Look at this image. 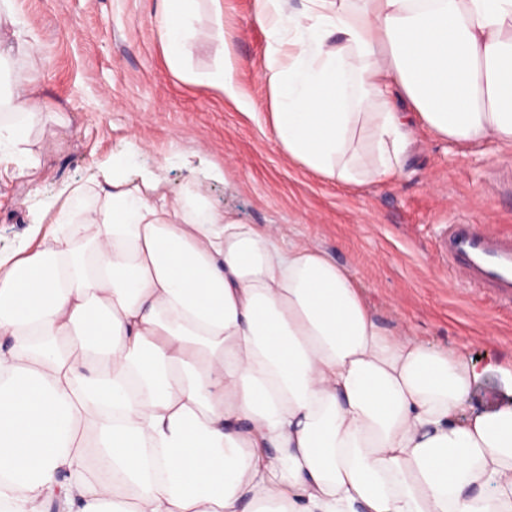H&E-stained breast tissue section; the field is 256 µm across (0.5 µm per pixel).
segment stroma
Here are the masks:
<instances>
[{"label":"stroma","mask_w":512,"mask_h":512,"mask_svg":"<svg viewBox=\"0 0 512 512\" xmlns=\"http://www.w3.org/2000/svg\"><path fill=\"white\" fill-rule=\"evenodd\" d=\"M37 55L6 38L12 73L38 67L45 116L38 167L0 176V249L27 245L37 216L68 185L122 159L162 168L166 189L197 187L242 224L290 228L354 276L378 323L464 353L483 375L469 412L512 402V304L466 288L437 242L451 224L512 231V147L459 145L414 127L396 176L339 185L280 149L263 77L270 37L256 0H197L199 37L173 73L158 0H14ZM232 59L239 101L195 83ZM217 167L221 178L205 177Z\"/></svg>","instance_id":"1"}]
</instances>
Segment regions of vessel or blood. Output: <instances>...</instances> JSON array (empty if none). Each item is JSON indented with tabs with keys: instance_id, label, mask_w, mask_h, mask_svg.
I'll list each match as a JSON object with an SVG mask.
<instances>
[{
	"instance_id": "obj_1",
	"label": "vessel or blood",
	"mask_w": 512,
	"mask_h": 512,
	"mask_svg": "<svg viewBox=\"0 0 512 512\" xmlns=\"http://www.w3.org/2000/svg\"><path fill=\"white\" fill-rule=\"evenodd\" d=\"M441 253L449 272L468 287L512 301V234L486 224H452L443 234Z\"/></svg>"
}]
</instances>
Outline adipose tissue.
I'll use <instances>...</instances> for the list:
<instances>
[{
	"label": "adipose tissue",
	"mask_w": 512,
	"mask_h": 512,
	"mask_svg": "<svg viewBox=\"0 0 512 512\" xmlns=\"http://www.w3.org/2000/svg\"><path fill=\"white\" fill-rule=\"evenodd\" d=\"M179 68L195 0H161ZM272 127L342 184L392 175L416 122L512 145V0H257ZM30 71L0 164L39 165ZM0 251L9 512H512V405L467 413L463 353L382 328L321 249L121 161Z\"/></svg>",
	"instance_id": "adipose-tissue-1"
}]
</instances>
